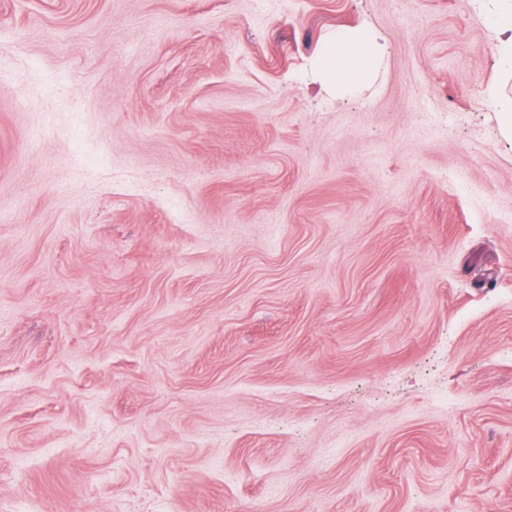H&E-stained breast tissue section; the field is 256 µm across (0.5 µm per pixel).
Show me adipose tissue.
<instances>
[{
    "label": "adipose tissue",
    "mask_w": 512,
    "mask_h": 512,
    "mask_svg": "<svg viewBox=\"0 0 512 512\" xmlns=\"http://www.w3.org/2000/svg\"><path fill=\"white\" fill-rule=\"evenodd\" d=\"M377 65V53L368 35H339L325 47L320 70L327 87L370 81Z\"/></svg>",
    "instance_id": "obj_1"
}]
</instances>
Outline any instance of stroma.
I'll return each instance as SVG.
<instances>
[{
    "instance_id": "obj_1",
    "label": "stroma",
    "mask_w": 512,
    "mask_h": 512,
    "mask_svg": "<svg viewBox=\"0 0 512 512\" xmlns=\"http://www.w3.org/2000/svg\"><path fill=\"white\" fill-rule=\"evenodd\" d=\"M488 13L0 0V512H512ZM376 65L377 53L367 34L336 36L329 41L320 60L322 79L329 88L368 82Z\"/></svg>"
}]
</instances>
